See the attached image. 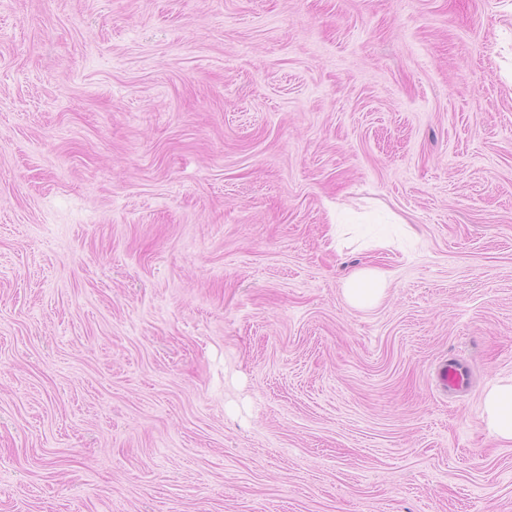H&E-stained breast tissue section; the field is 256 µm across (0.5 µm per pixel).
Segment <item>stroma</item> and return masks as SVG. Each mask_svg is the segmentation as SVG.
<instances>
[{"label":"stroma","instance_id":"obj_1","mask_svg":"<svg viewBox=\"0 0 512 512\" xmlns=\"http://www.w3.org/2000/svg\"><path fill=\"white\" fill-rule=\"evenodd\" d=\"M509 378L512 0H0V512H512ZM389 279L388 271L377 268L366 267L354 271L345 288L349 304L360 309L372 307L383 295ZM439 376L441 384L445 389L450 388L455 391H463L468 387V369L457 362L443 361L440 366ZM481 419L490 436L512 442V379L497 381L484 391Z\"/></svg>","mask_w":512,"mask_h":512}]
</instances>
